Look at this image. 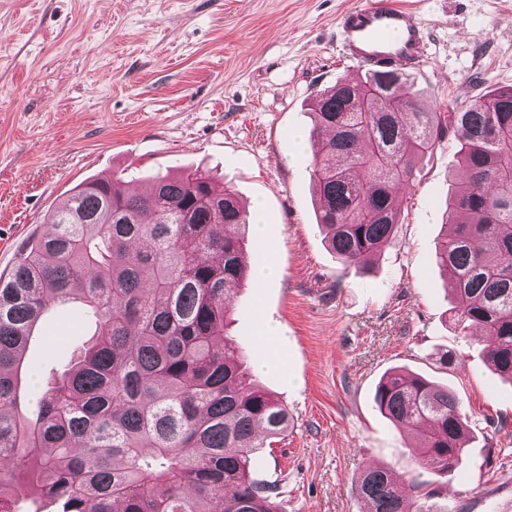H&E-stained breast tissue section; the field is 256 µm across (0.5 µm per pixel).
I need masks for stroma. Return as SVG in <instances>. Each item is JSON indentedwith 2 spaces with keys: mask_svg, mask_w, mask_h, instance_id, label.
Instances as JSON below:
<instances>
[{
  "mask_svg": "<svg viewBox=\"0 0 512 512\" xmlns=\"http://www.w3.org/2000/svg\"><path fill=\"white\" fill-rule=\"evenodd\" d=\"M352 0H0V274L50 230L71 189L122 174L199 169L262 204L247 226L250 267L280 275L235 287L232 321L254 379L292 416L257 449L251 476L278 512H364L366 466L439 507L512 512V383L488 365L479 330L457 334L460 305L433 263L448 196L464 179L456 138L416 165L390 246L368 272L344 267L317 222L311 152L296 137L319 92L354 77L336 45ZM433 57L413 75L445 111L512 87V0H413ZM95 332L81 302L57 306L25 356L31 398ZM410 369L447 385L469 425L461 462L424 465L405 427L373 402L380 377Z\"/></svg>",
  "mask_w": 512,
  "mask_h": 512,
  "instance_id": "35a3bbf8",
  "label": "stroma"
}]
</instances>
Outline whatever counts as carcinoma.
Returning <instances> with one entry per match:
<instances>
[{
    "mask_svg": "<svg viewBox=\"0 0 512 512\" xmlns=\"http://www.w3.org/2000/svg\"><path fill=\"white\" fill-rule=\"evenodd\" d=\"M411 75L342 81L312 104L310 174L319 224L346 267L365 266L398 224L415 162L449 136L467 180L448 200L435 264L461 297L456 328L481 331L488 364L512 379V87L446 112L421 108ZM84 181L0 275V512L17 491L60 512H278L249 476L254 451L286 432L287 407L257 385L224 336L231 288L249 276L236 192L198 169ZM79 299L96 332L28 413L21 370L42 314ZM374 401L446 471L468 424L455 395L403 369ZM352 491L365 512L412 508L393 474L370 466Z\"/></svg>",
    "mask_w": 512,
    "mask_h": 512,
    "instance_id": "cac0c4a2",
    "label": "carcinoma"
}]
</instances>
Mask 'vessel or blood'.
I'll list each match as a JSON object with an SVG mask.
<instances>
[{
  "mask_svg": "<svg viewBox=\"0 0 512 512\" xmlns=\"http://www.w3.org/2000/svg\"><path fill=\"white\" fill-rule=\"evenodd\" d=\"M337 40L357 71H413L432 57V41L417 11L406 0H359L347 9Z\"/></svg>",
  "mask_w": 512,
  "mask_h": 512,
  "instance_id": "b4317fda",
  "label": "vessel or blood"
}]
</instances>
